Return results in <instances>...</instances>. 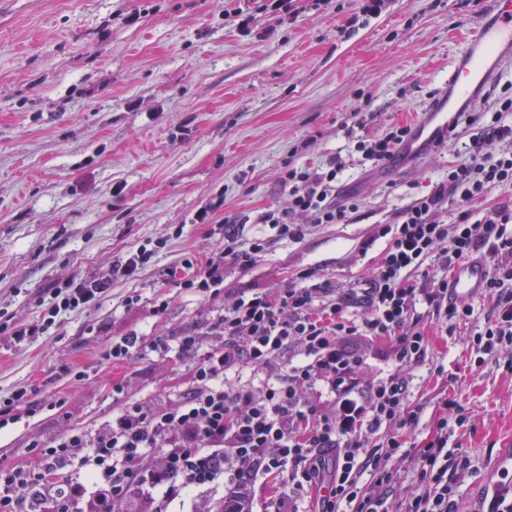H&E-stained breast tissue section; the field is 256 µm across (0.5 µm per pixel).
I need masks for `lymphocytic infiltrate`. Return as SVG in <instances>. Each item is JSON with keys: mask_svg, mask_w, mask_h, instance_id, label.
Returning <instances> with one entry per match:
<instances>
[{"mask_svg": "<svg viewBox=\"0 0 512 512\" xmlns=\"http://www.w3.org/2000/svg\"><path fill=\"white\" fill-rule=\"evenodd\" d=\"M492 113L462 112L457 126L472 127L467 156L448 165L445 179L412 200L396 222L379 225L387 241L359 300L369 311L356 322L344 315L348 300L324 287L253 292L224 305V345L196 363L185 401L170 408L125 405L96 434L71 429L33 464L0 468V512H255L256 489L273 474L286 477L272 512H303L298 490L318 494L314 512H391L401 474L415 486L403 512H457L455 472L448 439L436 433L424 448L405 450L399 432L416 420L407 405V370L428 358L429 334L418 306L440 329L466 321L469 304L448 298V275L460 262L483 254L492 267L485 288L493 302L483 330L485 353L512 345V198L490 209L493 189H512V93L500 90ZM408 125L355 143L364 161L380 165L411 135ZM344 164L291 167L283 183L287 207L263 223L278 236L300 238L307 224H343L357 208L339 197ZM455 201L452 221L443 211ZM261 243L242 246L236 220L224 224V252L207 259L195 283L209 292L224 282V259L253 264ZM438 275L413 280L426 262ZM109 279L94 278L57 291L47 318L13 331L20 340L54 324L60 312L95 304ZM389 341L397 373L361 382V339ZM247 366L279 368L258 383L238 385L229 372ZM324 384L331 404L319 407L307 393ZM207 496L199 508V496Z\"/></svg>", "mask_w": 512, "mask_h": 512, "instance_id": "obj_1", "label": "lymphocytic infiltrate"}]
</instances>
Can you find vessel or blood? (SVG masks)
Here are the masks:
<instances>
[{
  "instance_id": "vessel-or-blood-1",
  "label": "vessel or blood",
  "mask_w": 512,
  "mask_h": 512,
  "mask_svg": "<svg viewBox=\"0 0 512 512\" xmlns=\"http://www.w3.org/2000/svg\"><path fill=\"white\" fill-rule=\"evenodd\" d=\"M466 48L448 74L450 96L435 101L418 124L417 134L386 164L395 173L407 155L424 153L434 145L437 133L447 131L448 112L456 102L472 101L479 87L512 63V0H495V11L463 33ZM489 274L483 260L475 258L458 265L448 281V295L457 302H472L484 293Z\"/></svg>"
}]
</instances>
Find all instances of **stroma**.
<instances>
[{"instance_id": "1", "label": "stroma", "mask_w": 512, "mask_h": 512, "mask_svg": "<svg viewBox=\"0 0 512 512\" xmlns=\"http://www.w3.org/2000/svg\"><path fill=\"white\" fill-rule=\"evenodd\" d=\"M482 3L387 0L365 15L359 0H330L272 25L259 0H0V323L40 320L56 284L112 279L95 305L48 330L19 343L0 335V403L29 391L0 429V465L32 461L67 430L95 433L125 405L178 404L194 362L177 338L196 335L203 353L219 346L225 298L360 287L386 247L378 225L429 192L458 149L440 146L390 177L361 163L347 130L415 123ZM236 8L254 25H238ZM337 152L339 193L358 199L347 223L307 225L297 240L260 223L287 204L289 166ZM228 217L244 245L263 242L261 257L225 259L214 293L188 287L197 262L223 250ZM140 247L147 263L112 276ZM491 312V300L475 302L447 336L428 324V358L407 373L417 421L402 439L423 448L447 419L448 446L467 461L458 512H476L512 463V368L474 340ZM129 333L144 346L112 362L113 339ZM159 336L167 350L152 348Z\"/></svg>"}]
</instances>
